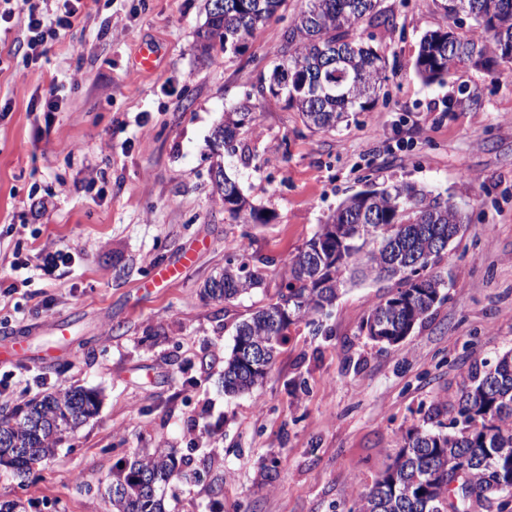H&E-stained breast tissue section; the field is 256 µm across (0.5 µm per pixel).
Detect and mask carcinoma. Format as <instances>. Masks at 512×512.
Returning <instances> with one entry per match:
<instances>
[{
    "label": "carcinoma",
    "mask_w": 512,
    "mask_h": 512,
    "mask_svg": "<svg viewBox=\"0 0 512 512\" xmlns=\"http://www.w3.org/2000/svg\"><path fill=\"white\" fill-rule=\"evenodd\" d=\"M380 0H304L282 39L261 96L285 99L306 127L332 131L361 112H370L389 82L385 58L363 38V25L395 28L394 16L378 9ZM285 0H224V14L207 9L197 31L199 50L215 46L241 54L238 36L254 33L278 16ZM444 16L465 14L476 23L469 37L443 24L420 40L415 73L426 83H442L463 66L489 69L512 62V0H443ZM255 120L247 97L224 113L213 142L235 150L244 128ZM214 195L232 217L265 224L270 217L253 205L224 172L212 173ZM464 210L448 196L411 183L373 182L344 199L324 224L287 261L276 300L236 326L230 357L224 361L227 394L259 386L286 343L290 325L319 324L346 286L372 279L393 283L371 309L363 329L374 342L404 340L444 295L448 281L434 270L448 244L463 236ZM262 277L248 249L228 260L207 292L229 302L260 287ZM457 404L438 430L415 427L402 435L398 451L357 497L349 512H512V352L468 372ZM98 393L59 387L26 401L0 417V464L25 474L55 454L66 433L97 414ZM175 448L133 454L105 488L109 512H165L162 491L180 479Z\"/></svg>",
    "instance_id": "1"
}]
</instances>
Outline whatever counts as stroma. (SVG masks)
Masks as SVG:
<instances>
[{
  "instance_id": "1",
  "label": "stroma",
  "mask_w": 512,
  "mask_h": 512,
  "mask_svg": "<svg viewBox=\"0 0 512 512\" xmlns=\"http://www.w3.org/2000/svg\"><path fill=\"white\" fill-rule=\"evenodd\" d=\"M205 3L82 0L45 60L0 49V348L22 336L33 352L0 360V415L61 385L101 398L29 474L0 466L1 503L107 512L113 469L172 446L188 478L167 490L166 512H347L398 438L453 404L472 366L512 350V63L425 84L410 64L443 22L440 0H382L396 22L375 32L387 100L314 132L256 93L300 0L244 53L207 64L195 37ZM146 45L151 71L137 64ZM53 84L57 111L32 109ZM465 86L480 88L479 108L456 106ZM247 97L257 119L241 149L214 155L225 110ZM218 161L268 223L214 199ZM369 182L425 185L467 209L437 266L451 282L444 300L386 346L361 330L386 282L347 287L321 327L290 326L261 385L225 394L236 323L275 298L285 259ZM243 239L262 286L230 303L207 296ZM60 250L67 262L49 265Z\"/></svg>"
}]
</instances>
